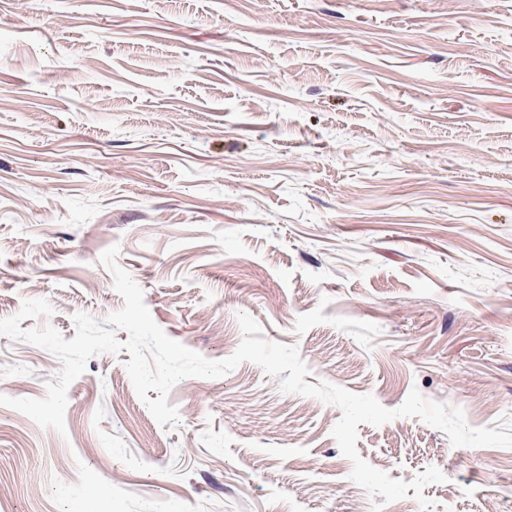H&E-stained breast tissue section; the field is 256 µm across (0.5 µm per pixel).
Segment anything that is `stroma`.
<instances>
[{"mask_svg": "<svg viewBox=\"0 0 512 512\" xmlns=\"http://www.w3.org/2000/svg\"><path fill=\"white\" fill-rule=\"evenodd\" d=\"M205 359L238 314L307 383L470 426L512 420V0H0V318L64 339L124 304ZM128 352L89 359L66 432L0 406V512H370L334 405L245 362L186 378L161 428ZM62 364L0 336V394ZM363 459L433 512H512V448L404 417Z\"/></svg>", "mask_w": 512, "mask_h": 512, "instance_id": "35a3bbf8", "label": "stroma"}]
</instances>
